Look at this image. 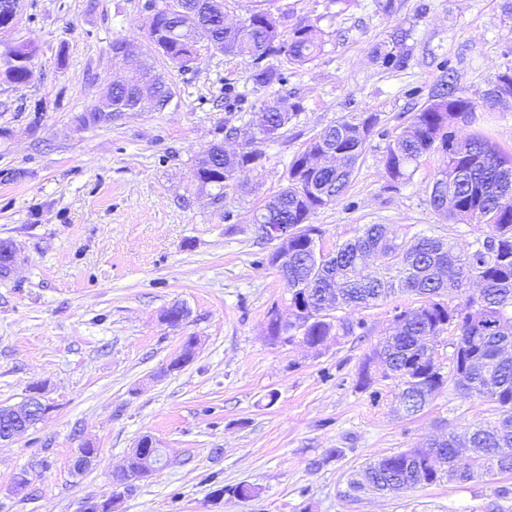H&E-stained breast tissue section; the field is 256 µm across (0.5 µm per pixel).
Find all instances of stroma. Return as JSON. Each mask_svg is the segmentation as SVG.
I'll return each mask as SVG.
<instances>
[{
  "mask_svg": "<svg viewBox=\"0 0 512 512\" xmlns=\"http://www.w3.org/2000/svg\"><path fill=\"white\" fill-rule=\"evenodd\" d=\"M282 35L310 25L322 50L311 63L278 57L285 80L255 90L250 59L201 50L169 64L147 38V0H22L6 44L35 49L28 84L0 79V240L17 262L0 276V406L42 387L50 412L0 443V512H484L512 474L443 480L399 495H348L351 472L448 429L495 421L492 402L445 388L422 412L399 408L396 381L364 389L361 363L415 307L400 294L359 312L362 337L313 350L270 345L271 308L288 293L268 262L274 242L251 220L287 183L292 158L326 126L376 115L346 193L310 219L333 250L366 224L404 240L432 232L467 247L484 228L435 214L430 185L440 154L411 182L390 183V141L448 80L476 107L461 133L484 131L512 153V104L485 103L512 70V0H269ZM140 45L172 92L161 110L84 127L76 118L120 75L112 43ZM300 104L264 143L263 168L243 172L221 201L197 192L191 163L215 128L246 129L263 100ZM181 325L161 321L173 303ZM196 336L194 360L170 362ZM166 466L112 498V474L141 435ZM98 450L84 472L77 448ZM28 470L19 489L13 477ZM259 488L241 502L226 488Z\"/></svg>",
  "mask_w": 512,
  "mask_h": 512,
  "instance_id": "1",
  "label": "stroma"
}]
</instances>
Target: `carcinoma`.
I'll return each instance as SVG.
<instances>
[{
  "mask_svg": "<svg viewBox=\"0 0 512 512\" xmlns=\"http://www.w3.org/2000/svg\"><path fill=\"white\" fill-rule=\"evenodd\" d=\"M162 6L163 11L148 21V31L157 51L181 68L195 61L202 48L244 55L255 65L254 84L263 88L285 80L269 59L284 54L295 64H305L320 50L311 26L297 27L282 40L277 19L265 9L251 10L228 28L227 0H162ZM137 49L118 39L112 42V57L129 59ZM33 55L25 43L9 47L5 79L27 84L26 61ZM144 89L158 96L161 109L171 98L165 77L141 58L128 71L126 83L112 87V118L137 108ZM450 105L468 113L475 110L448 82L388 143L382 165L390 181L406 184L424 156L442 155L430 206L457 223L487 228L465 250L458 252L447 240L426 232L407 243L388 224H366L332 251L320 245L322 231L309 219L346 191L376 122L372 114L338 121L313 137L291 162L287 185L252 214L254 224L271 219L290 229L288 266L279 268L288 291V333H283V314L271 310L267 337L272 344L298 342L318 351L331 340L365 328L363 319L353 317L356 311L411 293L418 296V306L394 317L387 336L359 368L360 387L370 386L378 376L396 380L399 399L410 404L408 415L421 412L449 382L464 398L483 397L496 405L494 426L453 431L439 441L379 456L352 472L348 492L353 494H400L445 477L470 482L512 473V154L484 133L449 136L448 130L461 119L460 113L448 111ZM299 109L279 98L266 100L253 113L257 137L250 142V152H228L224 142L217 141L197 153L192 165L196 189H214L217 199L224 198V190L236 185L240 172L262 166L259 145L266 142V133L286 127ZM326 152L333 156L331 167H306L310 158ZM327 290L335 306L326 309L319 301ZM448 332L455 336V349L452 370L445 374L442 367H433L431 356L438 338ZM460 447L473 449L475 460L460 464L455 458ZM438 458L441 470L436 468ZM165 465L160 448H133L126 465L112 474V483L127 489Z\"/></svg>",
  "mask_w": 512,
  "mask_h": 512,
  "instance_id": "carcinoma-1",
  "label": "carcinoma"
}]
</instances>
